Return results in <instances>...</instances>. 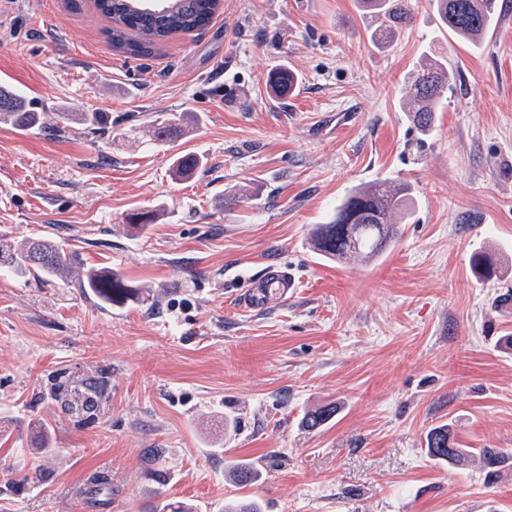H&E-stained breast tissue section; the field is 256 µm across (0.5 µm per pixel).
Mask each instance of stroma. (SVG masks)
<instances>
[{"label":"stroma","mask_w":512,"mask_h":512,"mask_svg":"<svg viewBox=\"0 0 512 512\" xmlns=\"http://www.w3.org/2000/svg\"><path fill=\"white\" fill-rule=\"evenodd\" d=\"M386 47L357 0H220L155 54L112 47L94 0H12L0 84L45 127L0 124V238H49L67 280L0 273V512H512V0L480 45L442 30L428 0ZM454 71L421 132L402 103L424 55ZM298 84L275 97L271 70ZM60 112H106L95 132ZM194 115L157 145L151 124ZM203 156L177 179L173 159ZM408 183L401 235L369 261L310 245L352 190ZM155 207L146 236L126 218ZM496 275L475 277V253ZM297 292L263 312L238 298L269 263ZM123 274L106 305L77 277ZM100 380L91 423L49 393ZM335 416L318 430L305 413ZM449 425L470 456L432 459ZM508 455L487 467L482 452ZM257 464L241 487L229 466ZM107 474L111 491L94 479ZM80 286L104 304L122 303L132 294L126 280L108 266H89L79 274Z\"/></svg>","instance_id":"1"}]
</instances>
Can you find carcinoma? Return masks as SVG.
Wrapping results in <instances>:
<instances>
[{
    "instance_id": "obj_1",
    "label": "carcinoma",
    "mask_w": 512,
    "mask_h": 512,
    "mask_svg": "<svg viewBox=\"0 0 512 512\" xmlns=\"http://www.w3.org/2000/svg\"><path fill=\"white\" fill-rule=\"evenodd\" d=\"M371 17V42L390 45L398 30L409 27L415 18L416 0H360ZM442 25L462 40L475 43L489 31L499 13V0H432ZM219 0H166L161 13L144 11L138 0H96L97 9L113 26L109 29L112 47L121 52L149 55L170 36L195 31L207 25ZM452 72L448 64L436 61L424 66L415 75L408 95V112L414 124L423 132L432 129L434 112L448 94ZM269 83L278 96L288 94L294 85V75L286 68L272 72ZM45 113L25 104L22 95L0 86V122H8L21 131L41 128ZM78 120L93 130L111 122L105 112H80ZM179 135V128L169 122L156 124L152 140L169 141ZM203 167V158L185 153L176 160L175 175L191 178ZM407 187L402 183L381 181L352 191L336 208V214L326 224H317L311 233V244L318 254L328 258H373L397 238L396 216L405 210ZM157 218L155 210L146 207L129 218L130 231L143 235ZM71 256L52 240L29 241L21 245L0 242V270L33 273L45 278H59L70 271ZM80 286L104 304L121 303L132 289L126 280L108 266H89L79 274ZM52 395L70 417L86 422L104 409L105 392L96 379L74 380L60 372L53 376ZM336 413L333 404L320 405L303 418L304 428L314 431L325 425ZM427 452L439 461L460 464L466 461L468 450L458 446L447 425L434 428L427 436ZM233 480L251 485L257 474L248 464L231 470Z\"/></svg>"
}]
</instances>
